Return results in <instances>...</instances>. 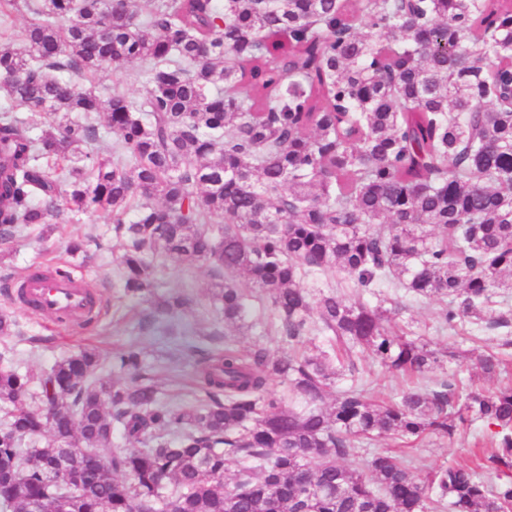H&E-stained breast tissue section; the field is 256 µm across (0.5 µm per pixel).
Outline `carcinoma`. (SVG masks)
I'll use <instances>...</instances> for the list:
<instances>
[{"label":"carcinoma","mask_w":512,"mask_h":512,"mask_svg":"<svg viewBox=\"0 0 512 512\" xmlns=\"http://www.w3.org/2000/svg\"><path fill=\"white\" fill-rule=\"evenodd\" d=\"M0 0L32 15L0 48V239L53 216L112 213L132 296L148 258L206 264L224 348L188 344L200 396L169 404L136 346L84 348L36 375L0 364V512H512V380L498 353L486 390L446 374L378 401L361 378L440 367L395 283L439 303L437 329L508 326L512 289V0ZM147 63L146 94L108 66ZM54 114L30 135L11 113ZM103 112L113 156L85 150ZM345 273L350 297L310 276ZM267 303L257 313L234 277ZM189 299L151 310L172 315ZM280 347H240L255 323ZM349 384L339 388L337 380ZM286 386L279 395L274 381ZM486 427L479 467L419 481L400 448ZM122 430L126 448L112 447ZM120 77L124 82L126 92L133 101H140L146 93L144 71L140 62L124 64L117 72L112 67L107 68L96 76L95 82L99 89L111 88L112 82Z\"/></svg>","instance_id":"1"}]
</instances>
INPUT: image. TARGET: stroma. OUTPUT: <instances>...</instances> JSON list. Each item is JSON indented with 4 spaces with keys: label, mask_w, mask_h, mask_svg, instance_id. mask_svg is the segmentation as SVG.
<instances>
[{
    "label": "stroma",
    "mask_w": 512,
    "mask_h": 512,
    "mask_svg": "<svg viewBox=\"0 0 512 512\" xmlns=\"http://www.w3.org/2000/svg\"><path fill=\"white\" fill-rule=\"evenodd\" d=\"M84 235L96 237V245L80 253H69L70 241ZM118 263L119 251L112 239V218L104 214H86L77 222L63 214L50 223L28 226L10 243L0 242V312L10 314L19 329L18 335L0 338V351L8 350L21 370L39 373L84 345L98 347L107 361L111 360L115 348L133 345L143 350L148 364L158 367V380L167 401L194 404L196 387L192 366L182 364L173 374L164 371L163 366L182 345L196 342L200 329L211 330L219 336L224 333V314L211 305L208 297L213 283L209 268L200 263L185 269L162 257H154L151 294L140 299L125 292ZM33 267L63 269L81 277L84 284L102 298L99 318L84 328H64L48 315L31 312L13 302L8 295L9 285L26 278ZM177 295L189 298L190 303L173 315L171 327L140 328L138 321L149 312L153 300ZM397 295L403 305L401 320L429 328L438 349L456 353L446 369L429 373L427 382L441 380L445 371L451 370L459 372L470 383L490 386V379L480 373L475 359L479 353L497 346L502 337H512V326L489 330L469 325L456 334L442 333L435 329L436 301L413 300L402 289ZM482 434V425L476 423L454 442L424 441L408 453L414 474L424 477L429 466L436 463H470L471 450Z\"/></svg>",
    "instance_id": "obj_1"
}]
</instances>
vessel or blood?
Here are the masks:
<instances>
[{
	"label": "vessel or blood",
	"mask_w": 512,
	"mask_h": 512,
	"mask_svg": "<svg viewBox=\"0 0 512 512\" xmlns=\"http://www.w3.org/2000/svg\"><path fill=\"white\" fill-rule=\"evenodd\" d=\"M18 298L23 303L35 302L40 312L68 327L83 321L90 309L88 290L81 280L52 270L26 278Z\"/></svg>",
	"instance_id": "obj_1"
}]
</instances>
